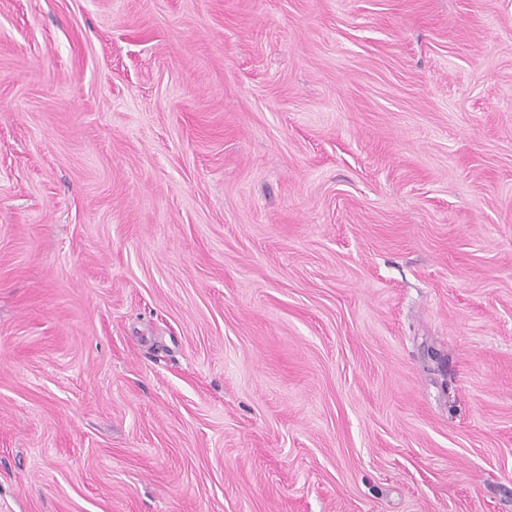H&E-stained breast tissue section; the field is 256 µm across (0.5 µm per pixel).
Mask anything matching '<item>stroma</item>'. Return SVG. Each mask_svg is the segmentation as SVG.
<instances>
[{
  "label": "stroma",
  "mask_w": 512,
  "mask_h": 512,
  "mask_svg": "<svg viewBox=\"0 0 512 512\" xmlns=\"http://www.w3.org/2000/svg\"><path fill=\"white\" fill-rule=\"evenodd\" d=\"M0 512H512V0H0Z\"/></svg>",
  "instance_id": "obj_1"
}]
</instances>
